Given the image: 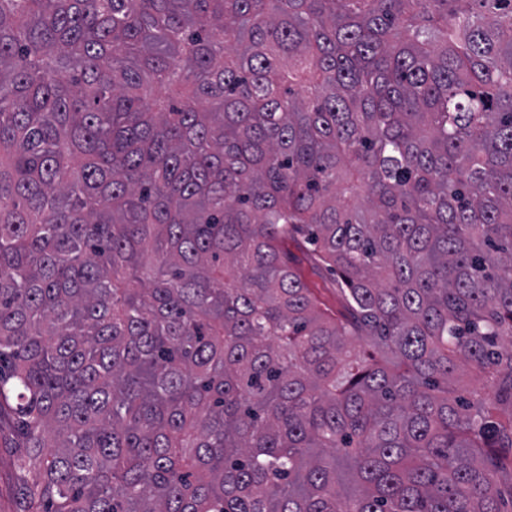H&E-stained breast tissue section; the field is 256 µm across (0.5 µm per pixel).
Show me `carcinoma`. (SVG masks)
I'll return each mask as SVG.
<instances>
[{
  "instance_id": "1",
  "label": "carcinoma",
  "mask_w": 512,
  "mask_h": 512,
  "mask_svg": "<svg viewBox=\"0 0 512 512\" xmlns=\"http://www.w3.org/2000/svg\"><path fill=\"white\" fill-rule=\"evenodd\" d=\"M458 2L0 0L17 512H505L512 0ZM285 248L296 256L308 284L311 288L316 289L320 299L333 309L339 308L341 298L336 290V282L333 276L325 269L316 268L312 265L307 248L298 249L293 242L289 241L285 244Z\"/></svg>"
}]
</instances>
